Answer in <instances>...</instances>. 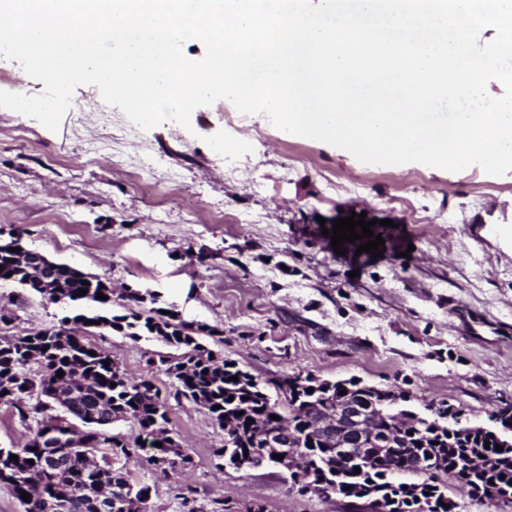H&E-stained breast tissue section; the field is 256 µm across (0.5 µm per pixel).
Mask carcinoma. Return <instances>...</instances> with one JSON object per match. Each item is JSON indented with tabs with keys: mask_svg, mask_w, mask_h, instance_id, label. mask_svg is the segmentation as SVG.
<instances>
[{
	"mask_svg": "<svg viewBox=\"0 0 512 512\" xmlns=\"http://www.w3.org/2000/svg\"><path fill=\"white\" fill-rule=\"evenodd\" d=\"M22 235H11L0 241V279H9L26 292L40 295L47 302L63 308H73L76 314L65 315L58 325L49 329L31 330L17 336H0V404L10 406L14 414L25 422L32 419L36 427L30 430L25 444L0 448V490L7 491L24 506V512H38L37 501L57 499L67 504L65 512H93L87 503L99 494L87 473L95 467L97 483L112 487L117 496L116 512H151L150 487L138 486L131 481L127 462L139 456V451L150 448L148 464L155 466L153 458L166 456L167 467L176 472L190 462V455L181 445L166 444L157 436L156 420L169 423L166 398L154 384L151 375L131 380L121 365L105 351L84 341L88 328L109 329L138 339L148 336L165 344L186 349L165 372L176 381V394L207 410L212 421L224 433L233 435L232 441L222 440L213 450L224 465V451L235 455L239 448L254 446L253 438L261 426L279 421L304 440L307 451V471L301 484L291 483L301 493H312L319 498L333 496L345 502L346 512H356L359 488L374 483L386 494L398 499L410 512L408 493L404 484L387 477L391 458L405 454L415 462L435 458L446 468L448 477L456 485L467 488V494L478 499L494 496L504 503H512V462L503 452L496 450V428L486 432H473L461 424L457 417H448V410L432 411L435 418L411 419L394 411V415L381 421L383 434H392L401 424H409L402 432L403 444L389 448L384 459H371L355 472L351 468L339 473L325 467L328 445L308 430L309 413L304 411L312 394L307 392L312 374H287L270 381L288 385V414L271 400L266 387L254 375L225 359L221 352L201 343L206 336L216 345L224 344L223 332L206 323L185 322L175 316L172 307L162 308L161 295L149 290L130 291L126 299L135 304L150 303V314H112L113 291L107 280L84 273L67 263L59 262L51 268L32 249L22 246ZM21 252L16 253L14 249ZM51 277V288H39L38 276ZM89 285H83V282ZM87 289L78 295V290ZM103 293L107 299L97 298ZM38 365V375L30 372ZM63 376H58V372ZM238 380L233 381L231 377ZM350 396L365 406L379 405L380 393L372 388H358ZM109 408L112 421L129 420L138 426L142 442L130 443L117 436H108L103 428L106 422L92 419V415ZM63 421L81 428L61 447L67 457L66 469L50 473L47 469L52 442L44 438L50 421ZM163 442L160 447L157 442ZM421 494L435 498L440 512H455L457 503L438 491L434 480L426 475L417 480ZM30 495L22 499L21 492ZM175 497L181 500L184 512H203L196 507L192 488L176 485Z\"/></svg>",
	"mask_w": 512,
	"mask_h": 512,
	"instance_id": "1",
	"label": "carcinoma"
}]
</instances>
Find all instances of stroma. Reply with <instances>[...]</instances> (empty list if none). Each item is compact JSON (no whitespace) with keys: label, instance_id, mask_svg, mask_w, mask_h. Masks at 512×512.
<instances>
[{"label":"stroma","instance_id":"35a3bbf8","mask_svg":"<svg viewBox=\"0 0 512 512\" xmlns=\"http://www.w3.org/2000/svg\"><path fill=\"white\" fill-rule=\"evenodd\" d=\"M235 114L220 99L196 108L190 127L144 130L93 85L74 89L54 131L0 108V228H21L29 248L110 281L115 314L145 312L127 291L161 294L181 319L222 330L225 358L257 377L396 386L405 410L447 408L463 425H490L512 402V232H498L512 228V169L365 164L265 115L240 124ZM219 131L252 152L226 160L206 142ZM354 212L373 219L382 257L353 243L335 253L323 235L321 219ZM200 251L207 265L192 263ZM0 312V336L53 327L63 314L4 281ZM85 340L169 396V428L191 464L169 475L128 464L154 512H182L178 482L201 507L343 512L340 498L300 495L272 470L217 468L223 431L171 398L164 370L148 369L179 348L105 330Z\"/></svg>","mask_w":512,"mask_h":512}]
</instances>
